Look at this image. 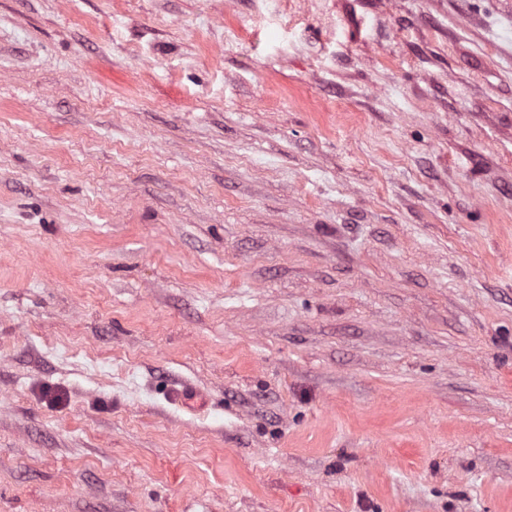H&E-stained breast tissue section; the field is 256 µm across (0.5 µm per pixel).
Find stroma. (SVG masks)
<instances>
[{"instance_id":"obj_1","label":"stroma","mask_w":512,"mask_h":512,"mask_svg":"<svg viewBox=\"0 0 512 512\" xmlns=\"http://www.w3.org/2000/svg\"><path fill=\"white\" fill-rule=\"evenodd\" d=\"M0 512H512V0H0Z\"/></svg>"}]
</instances>
